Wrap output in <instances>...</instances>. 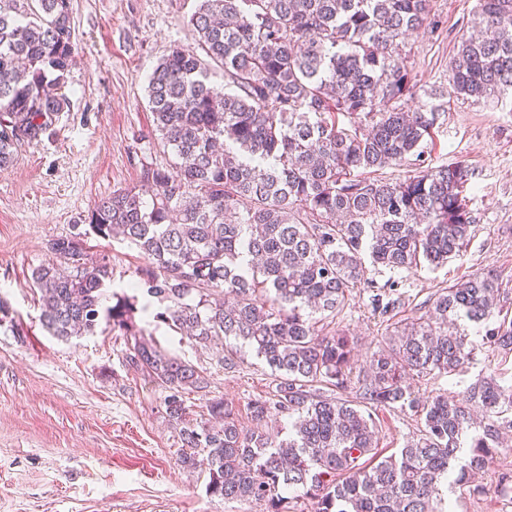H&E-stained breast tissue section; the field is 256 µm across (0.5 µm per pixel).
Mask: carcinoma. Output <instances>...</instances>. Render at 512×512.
Listing matches in <instances>:
<instances>
[{
    "label": "carcinoma",
    "mask_w": 512,
    "mask_h": 512,
    "mask_svg": "<svg viewBox=\"0 0 512 512\" xmlns=\"http://www.w3.org/2000/svg\"><path fill=\"white\" fill-rule=\"evenodd\" d=\"M431 2L198 0L195 46H173L148 78L174 167L148 169L140 188L78 218L143 255L134 295L113 294L105 319L131 339L128 366L165 386L169 420L182 422L185 394L206 379L136 328L140 294L165 304L156 321L204 346L238 340L271 370L274 389L251 404L252 428L218 400L213 422L179 429L180 463L208 474L212 496L265 512H298L289 492L300 487L312 512H448L445 488L512 499V472L492 471L512 429V383L483 372L457 395L422 400L411 389L416 377L467 373L485 347L509 357L512 317L501 312L511 291L481 272L438 290L360 370L358 341L323 326L361 285L372 314L401 305L374 286L365 259L437 268L470 239L468 166L421 158L449 102L512 93V0H478L477 34L462 36L446 82L412 109L402 52L408 35L436 25ZM70 38V0H0V169L21 147L15 131L37 143L68 106L59 90ZM213 64L228 89L211 84ZM413 160L403 177L382 176ZM50 252L55 261L31 281L42 327L66 341L94 333L109 264L87 257L79 236L54 240ZM355 372L359 398L322 392L347 390ZM368 404L421 417L419 437L380 454ZM274 415L292 419L279 442L265 431Z\"/></svg>",
    "instance_id": "cac0c4a2"
}]
</instances>
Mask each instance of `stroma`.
<instances>
[{
    "label": "stroma",
    "mask_w": 512,
    "mask_h": 512,
    "mask_svg": "<svg viewBox=\"0 0 512 512\" xmlns=\"http://www.w3.org/2000/svg\"><path fill=\"white\" fill-rule=\"evenodd\" d=\"M477 0H432L440 23L406 41L414 104L443 83L457 42L469 33ZM198 0H70L72 64L63 88L69 104L49 134L22 145L0 170V297L19 331L0 324V512H262L251 501L227 502L206 491V474L183 469L178 426L164 405L166 391L126 363L128 343L111 323L64 342L41 326L39 294L30 283L51 260L50 240L85 233L89 252L106 256L112 293L125 290L141 264L125 241L90 233L89 215L113 191L140 186L147 169L167 165L170 153L154 136L148 77L176 44L192 45L189 20ZM426 161L470 168L466 190L475 219L459 257L438 269L370 271L376 286L395 282L411 315L440 288L473 272H489L512 288V96L455 102L439 120ZM367 295L355 289L334 326L358 339L360 356L378 350L386 318L371 316ZM132 320L159 344L203 371L207 388L190 392V420L209 419L206 403L224 399L240 427L251 428L249 405L272 391L271 370L250 348L224 369L217 348L196 344L149 313ZM512 379V357L476 355L463 376L429 375L413 381L421 397L461 392L479 372ZM372 416L384 454L415 438L419 420L396 409Z\"/></svg>",
    "instance_id": "1"
}]
</instances>
